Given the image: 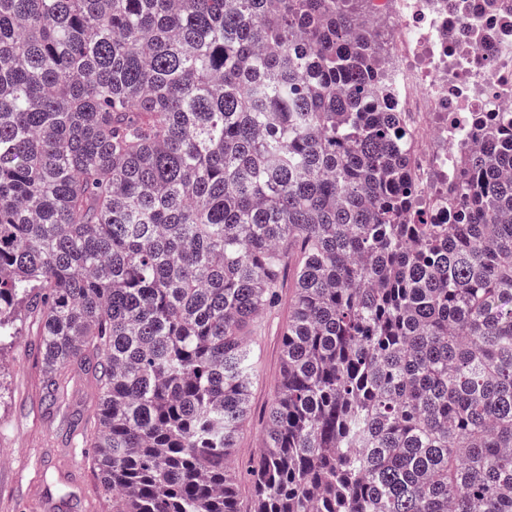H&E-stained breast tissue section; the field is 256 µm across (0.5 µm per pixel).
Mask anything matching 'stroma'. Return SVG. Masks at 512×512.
I'll return each mask as SVG.
<instances>
[{"label": "stroma", "mask_w": 512, "mask_h": 512, "mask_svg": "<svg viewBox=\"0 0 512 512\" xmlns=\"http://www.w3.org/2000/svg\"><path fill=\"white\" fill-rule=\"evenodd\" d=\"M293 291L292 271L283 269L276 302L249 330L258 359L250 411L233 453L246 507L253 497L246 467L263 446L268 406L281 378L280 340ZM37 353V337L25 333L0 345V450L10 456L0 465V512H112L89 458L71 457L72 423L92 412L97 392L89 376L73 368L62 377L63 401L47 404Z\"/></svg>", "instance_id": "1"}]
</instances>
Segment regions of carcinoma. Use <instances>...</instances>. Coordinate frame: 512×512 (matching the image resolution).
<instances>
[{
    "mask_svg": "<svg viewBox=\"0 0 512 512\" xmlns=\"http://www.w3.org/2000/svg\"><path fill=\"white\" fill-rule=\"evenodd\" d=\"M367 0H0V343L112 512H512V113L417 187ZM294 263L240 505L248 329Z\"/></svg>",
    "mask_w": 512,
    "mask_h": 512,
    "instance_id": "cac0c4a2",
    "label": "carcinoma"
}]
</instances>
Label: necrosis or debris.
<instances>
[{
	"label": "necrosis or debris",
	"instance_id": "necrosis-or-debris-1",
	"mask_svg": "<svg viewBox=\"0 0 512 512\" xmlns=\"http://www.w3.org/2000/svg\"><path fill=\"white\" fill-rule=\"evenodd\" d=\"M384 18L388 46L379 67L397 90L390 108L401 112L414 145L417 198L430 221H448L443 199L455 180L461 146L449 129L468 132L475 119L512 112V6L491 0H371Z\"/></svg>",
	"mask_w": 512,
	"mask_h": 512
}]
</instances>
